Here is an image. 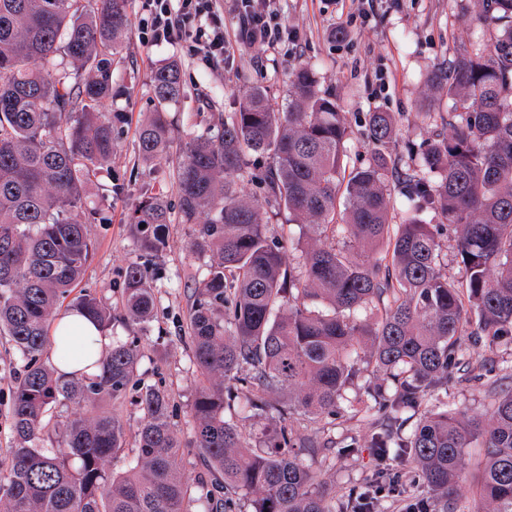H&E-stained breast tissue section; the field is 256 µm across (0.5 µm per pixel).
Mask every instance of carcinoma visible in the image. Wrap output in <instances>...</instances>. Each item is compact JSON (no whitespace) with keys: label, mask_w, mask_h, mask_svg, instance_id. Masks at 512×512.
Here are the masks:
<instances>
[{"label":"carcinoma","mask_w":512,"mask_h":512,"mask_svg":"<svg viewBox=\"0 0 512 512\" xmlns=\"http://www.w3.org/2000/svg\"><path fill=\"white\" fill-rule=\"evenodd\" d=\"M478 2L492 34L448 63L447 81L428 79L431 94L448 98L445 130L405 160L390 148L394 116L368 112L362 134L373 149L347 168L350 113L302 65L289 75L284 108L256 86L180 148V220L192 229L190 251L209 257L203 276L188 275L200 376L193 443L218 476L198 486L201 512H336L301 458L316 444L284 425L250 444L231 387L248 388L246 404L259 414L334 419L364 362L382 383L351 412L371 419L382 458L412 467L426 492L422 512H459L456 490L475 445L487 453L471 512H512V389L488 385L486 419L441 409L406 433L398 416L463 371L458 337L512 341V0ZM128 8L129 0H0V335L22 362L9 408L17 446L0 456V512H190L171 394L138 371L156 302L152 261L170 224L162 197L143 194L131 216L140 260L126 267L122 307L134 339L113 343L91 376L47 364L50 321L64 301L100 330L112 325V307L76 288L95 248L88 225L101 222L84 190L112 161V117L99 108L121 93L112 58ZM151 87L153 110L137 131L145 162L170 154L181 65L157 68ZM259 157L270 163L258 173ZM393 177L404 198L398 224ZM245 180L306 230L297 266L285 264L262 207L241 194ZM445 225L462 282L441 267ZM130 392L143 413L134 436L113 412L88 415L100 398ZM46 439L55 448L40 447ZM373 488L401 493L382 470L349 490L347 512H359Z\"/></svg>","instance_id":"obj_1"}]
</instances>
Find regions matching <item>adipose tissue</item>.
<instances>
[{
	"mask_svg": "<svg viewBox=\"0 0 512 512\" xmlns=\"http://www.w3.org/2000/svg\"><path fill=\"white\" fill-rule=\"evenodd\" d=\"M51 334L61 342L60 347L53 350V362L68 373L82 369L88 355L102 354L113 342L112 335L96 330L87 321L68 313L55 321Z\"/></svg>",
	"mask_w": 512,
	"mask_h": 512,
	"instance_id": "1",
	"label": "adipose tissue"
}]
</instances>
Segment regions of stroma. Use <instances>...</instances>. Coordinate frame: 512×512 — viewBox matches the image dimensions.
<instances>
[{"instance_id":"obj_1","label":"stroma","mask_w":512,"mask_h":512,"mask_svg":"<svg viewBox=\"0 0 512 512\" xmlns=\"http://www.w3.org/2000/svg\"><path fill=\"white\" fill-rule=\"evenodd\" d=\"M144 2L130 0V25L116 58L114 74L123 82L125 93L102 107L119 118L111 169L100 172L88 190L103 221L89 227L95 252L81 285L115 308L121 302L126 267L139 256L130 225L135 203L145 190L159 189L169 211L178 210L173 158L146 163L135 146L136 127L151 108L150 77L155 68L173 59L182 68L184 95L168 114L174 145H182L190 132L237 111L253 87H264L272 104L282 106L288 75L303 64L314 70L319 89L334 95L344 111L393 113L397 120L394 151L406 156L434 130L428 113L448 109L446 99L429 96L428 78L434 70L447 68L459 49L472 47L487 33L477 20L474 0H376L375 11L367 18L361 15L360 0H276L297 43L275 51L260 49L242 37L237 17L228 11L224 24L232 44L230 59L209 64L183 42L147 45L141 25ZM339 28L345 34L337 39L333 33ZM113 182L122 185V194L109 192ZM190 237V227L180 220L169 224L165 251L153 268L157 288L152 338L144 345L139 372L144 381L163 383L172 393L183 441L182 474L193 484L204 466L191 436L190 407L198 374L186 339L192 303L187 275L205 272L207 259L190 252ZM459 346L470 361L471 380L450 381L447 389L436 392L418 410L407 411L409 424L439 408L488 415L489 399L479 376L488 365H512V343L491 345L464 336ZM19 369L11 342L0 336L1 455L14 444L8 409ZM284 421L301 434L333 441L335 454L325 458L307 453L303 461L335 499H342L350 487L369 480L377 470L370 446L373 430L368 424L348 415L329 425L298 415Z\"/></svg>"}]
</instances>
